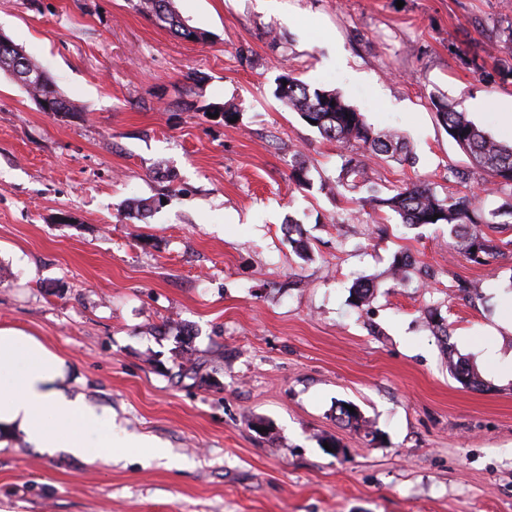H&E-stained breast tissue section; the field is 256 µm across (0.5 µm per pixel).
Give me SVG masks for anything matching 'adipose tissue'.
Masks as SVG:
<instances>
[{
	"label": "adipose tissue",
	"mask_w": 512,
	"mask_h": 512,
	"mask_svg": "<svg viewBox=\"0 0 512 512\" xmlns=\"http://www.w3.org/2000/svg\"><path fill=\"white\" fill-rule=\"evenodd\" d=\"M68 375L65 358L41 338L0 327V436L92 464L110 454L112 414L68 393Z\"/></svg>",
	"instance_id": "obj_1"
}]
</instances>
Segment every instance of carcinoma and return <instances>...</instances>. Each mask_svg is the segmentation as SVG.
<instances>
[{"label": "carcinoma", "mask_w": 512, "mask_h": 512, "mask_svg": "<svg viewBox=\"0 0 512 512\" xmlns=\"http://www.w3.org/2000/svg\"><path fill=\"white\" fill-rule=\"evenodd\" d=\"M133 7L140 13L153 17L171 33L180 38H189L186 25L175 12L172 0H133ZM9 48L4 50L7 59L0 58V71L10 75L25 92L34 97L40 95L60 109L57 116L66 118L74 114L73 107L58 89L56 80L45 74L44 82L37 86L28 83L27 71L40 69L39 64L10 39L0 35V43ZM287 85H278L275 96L289 109L300 113L305 121L314 120V128L328 140L347 148H358L381 159L393 158L410 161L411 152L407 144L391 131H377L364 118L362 112L346 103L334 90L310 89L291 75L284 76ZM434 107L440 120L455 142L474 159L476 164L489 176L482 181L489 186L487 194L509 192L512 195V145L495 139L483 128L468 119L465 113L457 111L448 101L438 99ZM337 184L355 191L370 187L371 177L361 154L355 152L342 156ZM369 200L380 210L388 209L405 224L428 225L446 224L450 233L458 240L464 257L480 266L492 265L501 254V247L493 232L502 224H512V202L504 203L489 211L480 207L481 200L474 197L472 190L464 193H437L425 183H412L406 187L384 193L373 190ZM439 218H434V215ZM456 377L474 390H483L484 382L470 370L455 366ZM336 420L343 426L360 429L365 419L360 411L350 412L339 404Z\"/></svg>", "instance_id": "obj_1"}]
</instances>
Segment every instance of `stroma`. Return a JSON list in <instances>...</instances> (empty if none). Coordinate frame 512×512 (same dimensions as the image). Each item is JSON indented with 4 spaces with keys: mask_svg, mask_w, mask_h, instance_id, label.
Here are the masks:
<instances>
[{
    "mask_svg": "<svg viewBox=\"0 0 512 512\" xmlns=\"http://www.w3.org/2000/svg\"><path fill=\"white\" fill-rule=\"evenodd\" d=\"M174 6L202 40L131 0H0V34L75 110L48 115L0 73V327L39 336L72 392L159 446L89 465L9 440L0 512H512V376L483 346L512 362V224L494 268L469 263L447 225L337 187L344 146L274 95L289 70L397 130L415 161L368 158L380 188L460 191L453 172L483 173L431 101L512 143V75L486 54L512 0ZM231 103L233 123L204 110ZM341 401L367 431L337 422Z\"/></svg>",
    "mask_w": 512,
    "mask_h": 512,
    "instance_id": "1",
    "label": "stroma"
}]
</instances>
